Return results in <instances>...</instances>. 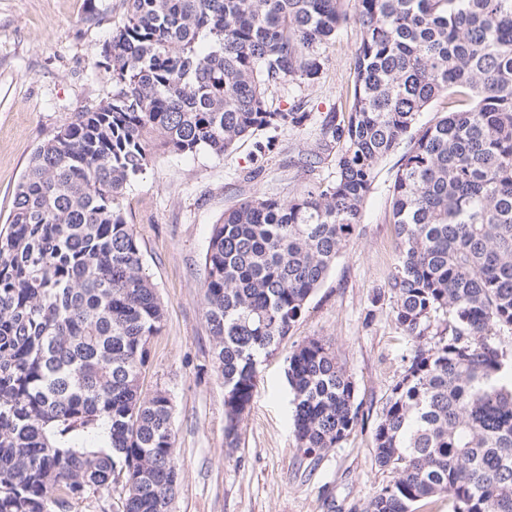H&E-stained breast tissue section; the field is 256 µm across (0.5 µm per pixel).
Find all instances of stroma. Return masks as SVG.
<instances>
[{"mask_svg": "<svg viewBox=\"0 0 512 512\" xmlns=\"http://www.w3.org/2000/svg\"><path fill=\"white\" fill-rule=\"evenodd\" d=\"M125 14V0H0V225L34 148L110 95L96 62ZM360 41L359 28L344 25L318 48V79L268 88L272 108L306 113L303 126L255 131L220 157L157 155L127 190L125 218L165 310L143 390L166 391L173 406L179 477L171 512H363L392 478L374 460L373 430L414 345L387 288L401 243L392 190L402 150L379 161L352 238L288 336L261 358L235 448L224 444V379L212 364L203 304L204 255L226 210L248 199L286 200L308 182L334 178L336 152L320 128L346 107ZM265 141L273 148L257 157L255 145ZM309 154L320 157L311 171L299 163ZM312 338L328 342L345 365L363 413L313 467L293 432L287 377L289 355Z\"/></svg>", "mask_w": 512, "mask_h": 512, "instance_id": "1", "label": "stroma"}]
</instances>
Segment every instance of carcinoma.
Returning <instances> with one entry per match:
<instances>
[{"mask_svg": "<svg viewBox=\"0 0 512 512\" xmlns=\"http://www.w3.org/2000/svg\"><path fill=\"white\" fill-rule=\"evenodd\" d=\"M99 52L112 94L40 144L0 233V512H69L119 485L122 512H170L178 481L168 394L143 392L164 309L123 211L155 152L222 156L306 113L269 86L313 81L322 43L362 30L347 115H330L336 175L284 202L224 212L204 304L224 376V438L239 443L258 362L290 333L352 237L379 160L402 237L388 288L415 340L373 431L393 473L364 512H512V0H126ZM451 109L412 133L427 106ZM443 330L428 336L431 322ZM293 432L316 461L361 421L346 367L320 339L289 356ZM108 427L112 450L85 435Z\"/></svg>", "mask_w": 512, "mask_h": 512, "instance_id": "carcinoma-1", "label": "carcinoma"}]
</instances>
